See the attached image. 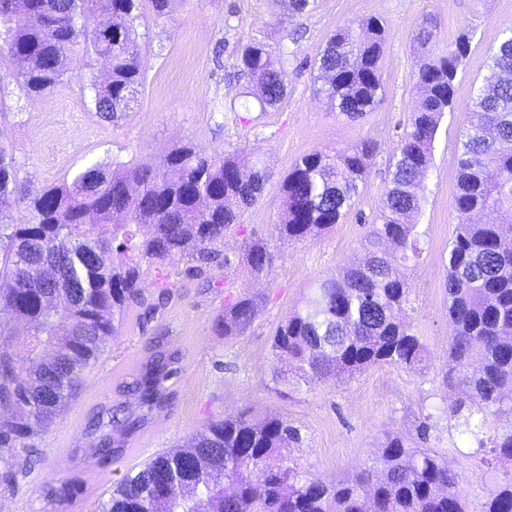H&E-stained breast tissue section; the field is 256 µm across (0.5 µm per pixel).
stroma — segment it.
Here are the masks:
<instances>
[{
  "label": "stroma",
  "mask_w": 512,
  "mask_h": 512,
  "mask_svg": "<svg viewBox=\"0 0 512 512\" xmlns=\"http://www.w3.org/2000/svg\"><path fill=\"white\" fill-rule=\"evenodd\" d=\"M427 16L437 21L433 54H447L460 35L469 38L456 100L439 123L423 179L417 222L424 253L405 272L409 320L430 357L415 372L376 365L343 382L316 379L308 389L280 395L271 381L272 336L315 280L336 276L358 260L362 240L379 219L389 164L418 105L415 71L425 50L416 32ZM370 17L386 29L383 101L353 122L314 94L313 61L336 27ZM510 25L512 0H312L302 13L293 12L289 0H181L173 19L150 13L141 19L134 51L143 86L114 123L96 113L86 86L88 71L103 72L101 61H77L51 92L29 97L14 79L13 59L0 57V140L12 146L18 179L29 193L71 179L94 162L117 158L154 166L185 144L212 155L260 157L272 173L261 198L214 247L229 261L224 272L208 270L207 280L190 281L153 313L130 311L118 335L85 370L78 398L28 448L0 450L16 459L12 481L0 482L6 512H95L126 472L184 447L210 419L243 411L258 421L277 416L297 426L302 442L291 459L326 481L371 466L387 436L413 439L421 424H429L426 448L457 473L470 512H480L493 484L474 443L450 429L444 413L455 392L445 382L443 262L456 230L454 177L470 120V91L491 75L489 52ZM253 38L294 53L285 99L264 112L240 107L248 81L232 68L238 48ZM361 141L374 144L375 152L347 215L318 236L280 240L274 229L278 200L292 164L306 154H331ZM253 239L267 242L275 255L260 275L246 263L245 245ZM252 295L262 302L247 332L216 335L213 323L225 306ZM156 341L179 363L170 402L151 410L131 399L127 386ZM117 405L136 427L117 438L111 458L102 459L94 444L97 435L111 432Z\"/></svg>",
  "instance_id": "35a3bbf8"
}]
</instances>
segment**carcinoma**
Returning a JSON list of instances; mask_svg holds the SVG:
<instances>
[{
  "label": "carcinoma",
  "instance_id": "carcinoma-1",
  "mask_svg": "<svg viewBox=\"0 0 512 512\" xmlns=\"http://www.w3.org/2000/svg\"><path fill=\"white\" fill-rule=\"evenodd\" d=\"M178 0H0V44L21 69L16 82L29 96L60 84L76 60H105L104 79L90 72L95 111L115 122L136 99L143 75L131 52L137 23L150 9L169 18ZM112 12L120 23L110 38L92 24ZM385 28L370 18L356 31L343 25L315 58L316 94L349 120L383 99L379 62ZM462 42L442 57L423 55L420 99L411 127L393 157L381 223L362 243L358 263L310 286L301 308L277 327L272 383L301 389L312 380H343L390 364L420 370L428 351L403 312L410 287L385 246L399 259L422 256L416 218L421 185L439 121L455 100ZM252 39L236 54L237 72L254 83L261 110L287 95L288 57ZM494 81L473 87L472 119L463 134L455 172L458 224L445 262L448 297V384L466 398L448 404L453 428L474 439L498 476L481 512H512V425L484 439L489 417L512 411V26L490 56ZM374 145L362 141L334 155L309 153L282 181L279 237L299 241L339 223L363 182ZM271 177L260 159L215 158L195 146L173 150L154 169L123 161L91 164L71 181L29 197L17 179L13 153L0 143V306L27 325V356L14 358L13 336L0 327V447H25L78 394L82 375L131 309L152 310L141 288L143 265L157 269L160 299L185 284L171 278L166 260L190 242L206 250L240 223ZM26 204L24 224L11 210ZM486 220L476 223L473 216ZM111 227L102 237L96 225ZM266 242L254 241L248 266H272ZM257 302L241 298L214 322L219 336H240ZM175 356L153 349L129 394L161 409L175 375ZM299 429L276 416L248 415L206 424L190 447L152 459L126 473L97 512H470L458 477L428 448L396 434L387 437L376 465L325 482L290 463Z\"/></svg>",
  "mask_w": 512,
  "mask_h": 512
}]
</instances>
